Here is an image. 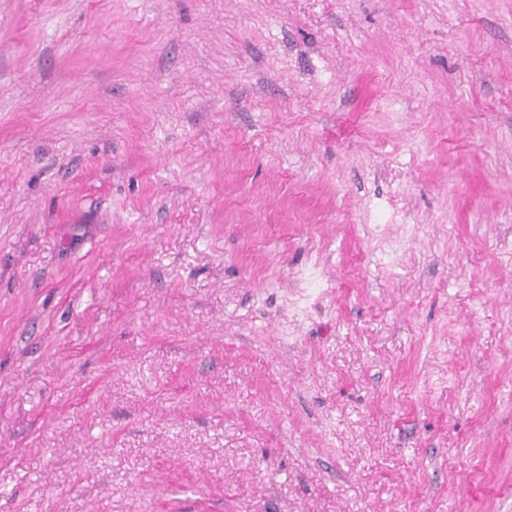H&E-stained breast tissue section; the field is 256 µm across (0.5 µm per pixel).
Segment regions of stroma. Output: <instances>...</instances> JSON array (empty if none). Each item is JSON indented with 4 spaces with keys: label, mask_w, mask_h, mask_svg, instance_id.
I'll list each match as a JSON object with an SVG mask.
<instances>
[{
    "label": "stroma",
    "mask_w": 512,
    "mask_h": 512,
    "mask_svg": "<svg viewBox=\"0 0 512 512\" xmlns=\"http://www.w3.org/2000/svg\"><path fill=\"white\" fill-rule=\"evenodd\" d=\"M0 512H512V0H0Z\"/></svg>",
    "instance_id": "1"
}]
</instances>
